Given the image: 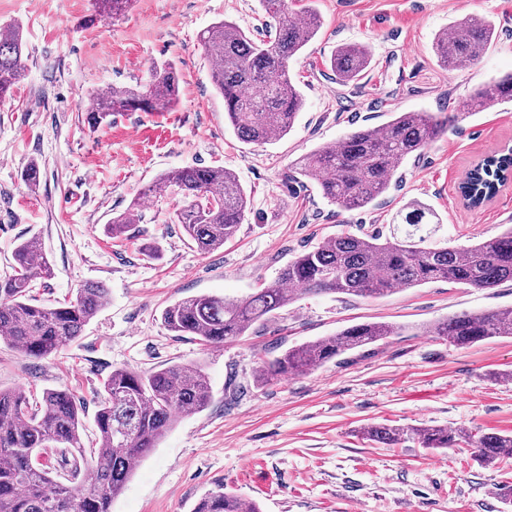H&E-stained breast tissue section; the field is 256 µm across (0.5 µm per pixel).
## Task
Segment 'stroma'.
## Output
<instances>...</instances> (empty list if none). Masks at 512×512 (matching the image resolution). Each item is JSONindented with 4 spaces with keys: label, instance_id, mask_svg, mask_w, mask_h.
Segmentation results:
<instances>
[{
    "label": "stroma",
    "instance_id": "35a3bbf8",
    "mask_svg": "<svg viewBox=\"0 0 512 512\" xmlns=\"http://www.w3.org/2000/svg\"><path fill=\"white\" fill-rule=\"evenodd\" d=\"M309 2L323 26L289 64L305 106L288 135L257 145L240 141L225 120L199 34L222 18L260 34L267 18L259 0H135L107 21L93 0H0V28L20 23L27 46L19 94L0 103V276L11 270L15 245L34 238L54 267L34 290L40 302L65 301L89 282L110 290L108 305L55 357L33 361L0 342V388H66L92 413L112 369L202 366L210 406L180 420L113 499L112 512H191L220 486L262 512H347L351 504L357 512H512V460L482 466L466 446L429 450L405 439L383 447L360 434L369 424L511 433L512 337L459 349L423 329L511 306L512 282L478 289L438 281L379 299L304 296L261 332L220 348L162 324L175 300L246 296L326 237L388 231L407 205L441 219L439 246L490 239L512 220V183L476 209L458 193L475 159L512 147V103L455 117L474 88L512 72V0H288V7ZM465 13L492 20L497 38L480 60L452 69L435 55L433 39ZM341 43L373 52L372 68L352 84L338 83L329 67ZM165 62L180 76L173 109L89 126L94 92L145 84ZM410 110L453 122L376 205L342 212L315 181L295 183L297 162L316 147ZM33 164L41 175L32 189L24 173ZM189 166L234 169L250 197L235 239L206 255L173 222L180 196L152 189L161 173ZM139 198V224L108 235L112 217ZM147 244L157 246L156 256L144 255ZM362 322L406 331L309 374L254 387L258 354ZM234 385L244 391L226 402Z\"/></svg>",
    "mask_w": 512,
    "mask_h": 512
}]
</instances>
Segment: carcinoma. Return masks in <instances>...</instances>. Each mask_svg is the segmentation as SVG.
I'll list each match as a JSON object with an SVG mask.
<instances>
[{"label": "carcinoma", "mask_w": 512, "mask_h": 512, "mask_svg": "<svg viewBox=\"0 0 512 512\" xmlns=\"http://www.w3.org/2000/svg\"><path fill=\"white\" fill-rule=\"evenodd\" d=\"M98 15L114 16L132 0H93ZM275 24L265 25L258 40L232 21H218L199 40L212 61L211 78L224 98L225 118L236 136L253 144L282 139L293 128L304 99L288 76V61L315 37L322 20L312 6L288 12L286 0H261ZM492 23L469 14L436 35L435 49L448 67L479 60L493 43ZM363 44L336 47L330 69L339 82L357 80L370 67ZM27 73L20 26L0 38V99L11 95ZM179 97L175 67H155L140 87L114 85L96 94L88 122L96 125L115 112H160ZM512 103V73L475 88L461 116L484 111L492 103ZM448 131V117L431 112H395L381 127H360L325 143L303 158L299 175L316 180L321 196L342 211L364 208L389 191L400 168ZM512 172V150L484 158L466 175L461 192L478 206L499 192ZM158 188L171 187L184 206L176 214L183 236L203 254L234 239L250 200L237 173L227 167L192 166L165 172ZM140 202L112 217L107 233L118 237L140 222ZM396 227L380 232L329 237L283 266L277 278L244 298L200 294L178 299L162 313L166 329L206 347H222L257 333L280 310L302 295L336 293L382 298L399 290L446 281L470 288L512 282V225L501 234L466 247L424 246L440 219L430 209L399 210ZM12 272L0 276V339L33 360L48 359L71 347L88 323L106 306L110 292L87 283L75 298L57 306L33 303L32 288L52 277L53 268L38 240L19 242ZM386 322L354 324L259 358L253 380L260 387L303 375L342 355L397 334ZM428 333L466 348L492 337L512 336V306L481 314L446 318ZM211 402L208 377L196 363H175L140 372L116 368L103 381L93 417L95 447L85 450L86 403L68 389L48 388L35 398L23 386L0 390V512H111L112 498L135 467L157 448L161 438L187 415ZM376 443L392 445L408 435L428 449L473 447L484 466L512 459V434L485 433L471 438L465 428L425 427L403 430L371 424L364 430ZM52 456L54 468L38 458ZM191 512H262L253 500L218 488L204 494Z\"/></svg>", "instance_id": "carcinoma-1"}]
</instances>
